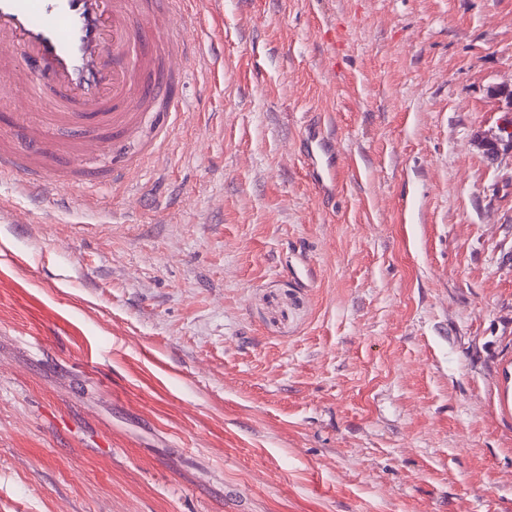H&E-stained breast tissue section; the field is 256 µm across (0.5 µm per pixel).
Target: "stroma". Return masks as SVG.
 I'll list each match as a JSON object with an SVG mask.
<instances>
[{
	"mask_svg": "<svg viewBox=\"0 0 512 512\" xmlns=\"http://www.w3.org/2000/svg\"><path fill=\"white\" fill-rule=\"evenodd\" d=\"M187 34L135 181L136 143L91 185L57 157L64 207L0 181V512H512V151L479 144L512 0H211ZM305 153L309 156V149L313 153V143L316 149L324 154L325 158L321 160L319 169H316L313 184L319 191L326 193L329 189L328 182L336 180V150L334 146L320 136L318 127L315 124H309L307 129Z\"/></svg>",
	"mask_w": 512,
	"mask_h": 512,
	"instance_id": "obj_1",
	"label": "stroma"
}]
</instances>
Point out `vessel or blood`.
Returning a JSON list of instances; mask_svg holds the SVG:
<instances>
[{
	"instance_id": "b4317fda",
	"label": "vessel or blood",
	"mask_w": 512,
	"mask_h": 512,
	"mask_svg": "<svg viewBox=\"0 0 512 512\" xmlns=\"http://www.w3.org/2000/svg\"><path fill=\"white\" fill-rule=\"evenodd\" d=\"M0 0V99L22 97L18 118L25 140L0 147V177L15 179L25 195H59L48 166L62 144L57 127L73 133L69 161L105 154L137 137L153 114L176 115L183 102L174 93L189 55L186 37L177 35L181 0ZM20 64H12L13 53ZM49 100L51 111L32 117L30 109ZM307 143L323 159L314 186L325 192L336 178V152L316 125Z\"/></svg>"
}]
</instances>
